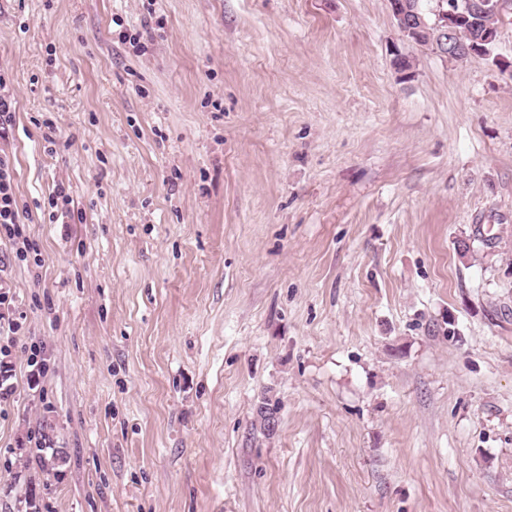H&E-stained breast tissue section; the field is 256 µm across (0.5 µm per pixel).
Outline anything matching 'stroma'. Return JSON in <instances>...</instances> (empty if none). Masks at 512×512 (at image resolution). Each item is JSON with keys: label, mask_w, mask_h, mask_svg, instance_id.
Segmentation results:
<instances>
[{"label": "stroma", "mask_w": 512, "mask_h": 512, "mask_svg": "<svg viewBox=\"0 0 512 512\" xmlns=\"http://www.w3.org/2000/svg\"><path fill=\"white\" fill-rule=\"evenodd\" d=\"M0 74V512L45 423L43 512H512V8L0 0ZM393 19L404 35H411L416 40L429 32L431 26L425 14L421 11L418 2H410L409 5L401 3L391 8ZM439 1L443 2L442 4L444 9L447 8L448 2V9L442 10V4ZM437 2L439 3L440 8L437 11L435 24L432 25L436 26L440 30L439 45L434 44L437 52L442 57L454 62H460L464 60L465 57H470V54L475 55V49L477 48H479L478 51L481 55L489 56L494 50L497 42L498 34L495 27H497L500 21V17L497 15L507 7V3L501 0H467L463 1V4L457 0H455V2L437 0ZM475 10L486 12L492 11L495 14L481 16L469 15L468 19L470 22L466 23V29L471 32V29H484L487 25L494 27L486 28L485 31L482 32L480 38H478L476 42L480 43V46L475 43L469 45L471 40L466 35H463L461 39L468 45L464 46L457 36L458 26L467 18V14L465 12H474ZM441 20L443 21L440 22ZM5 87V77L0 75V136L13 126L16 114L12 96L9 92H2ZM20 224L23 222H21L20 207L14 187L13 168L6 157L0 156V238L2 239V234L8 240L15 241L22 238L23 257L26 258L32 249L36 253L34 262L40 263V259L36 258L39 256L37 250L26 244ZM39 447H41L39 445ZM25 454L34 455L41 464V472L53 478H59L62 475L63 467L68 463V454L63 448H21Z\"/></svg>", "instance_id": "1"}]
</instances>
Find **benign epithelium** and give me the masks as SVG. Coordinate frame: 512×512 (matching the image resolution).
<instances>
[{
  "mask_svg": "<svg viewBox=\"0 0 512 512\" xmlns=\"http://www.w3.org/2000/svg\"><path fill=\"white\" fill-rule=\"evenodd\" d=\"M506 7L504 0H465L463 3L450 0L448 9L437 11L435 26L439 29V45L435 49L442 57L454 62H460L477 52L484 56L490 55L497 42L496 28L485 29L478 38V43L466 46L458 39V26L467 18L469 12L481 10L499 14ZM391 11L398 28L404 34L419 40L429 32L430 24L418 3H401L391 8Z\"/></svg>",
  "mask_w": 512,
  "mask_h": 512,
  "instance_id": "benign-epithelium-1",
  "label": "benign epithelium"
}]
</instances>
